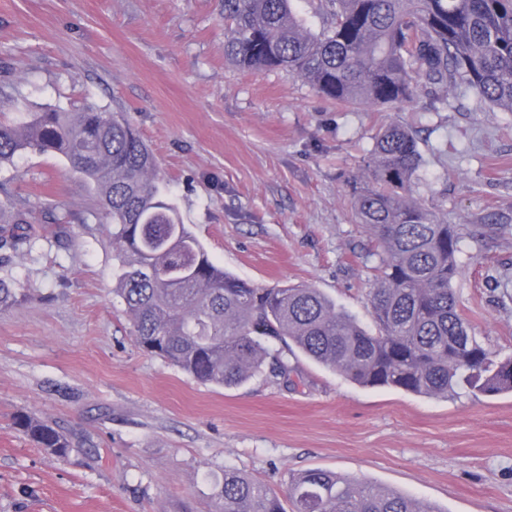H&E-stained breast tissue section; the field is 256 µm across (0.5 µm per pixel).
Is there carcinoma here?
Wrapping results in <instances>:
<instances>
[{"instance_id":"cac0c4a2","label":"carcinoma","mask_w":512,"mask_h":512,"mask_svg":"<svg viewBox=\"0 0 512 512\" xmlns=\"http://www.w3.org/2000/svg\"><path fill=\"white\" fill-rule=\"evenodd\" d=\"M295 2L223 0L224 58L240 69L286 70L336 104L401 105L422 86L453 87L512 111V0H313L317 29ZM372 140L368 179L351 181V207L377 258L373 331L317 288H260L216 265L123 117L93 104L0 117V165L22 152L50 154L91 185L112 224V293L137 345L202 384L237 387L266 368L288 381L296 348L361 387L442 398L512 392V358L495 359L473 336L452 288L457 226L410 198L422 164L417 131L391 123ZM24 223L7 230L15 248L28 241ZM14 425L55 456L70 451L36 417L18 414ZM216 484L224 512H439L322 469L289 476L284 500L230 469Z\"/></svg>"}]
</instances>
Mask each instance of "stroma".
Instances as JSON below:
<instances>
[{"label":"stroma","instance_id":"1","mask_svg":"<svg viewBox=\"0 0 512 512\" xmlns=\"http://www.w3.org/2000/svg\"><path fill=\"white\" fill-rule=\"evenodd\" d=\"M346 107L284 70L224 59L222 0H0V113L88 101L126 113L169 201L209 256L259 287L311 285L364 325L373 245L350 206L374 133L410 123L424 157L414 198L462 237L453 286L497 357L512 355V112L470 90ZM61 158L0 167V512H221L214 476L283 489L324 469L434 504L512 512V393L429 398L356 386L303 355L300 381L204 385L135 343L113 296L112 227ZM65 432L52 455L13 424Z\"/></svg>","mask_w":512,"mask_h":512}]
</instances>
